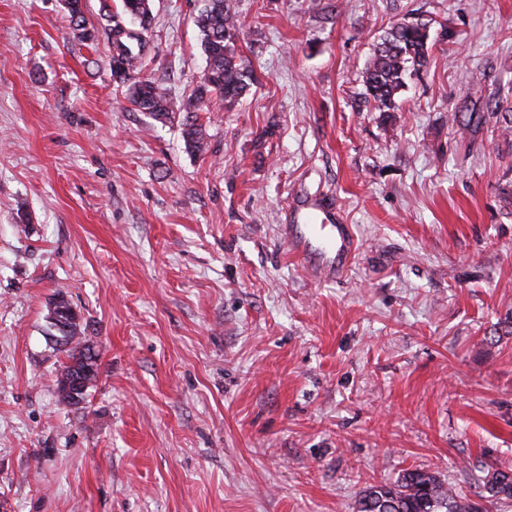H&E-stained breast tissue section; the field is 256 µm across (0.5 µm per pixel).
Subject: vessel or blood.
Here are the masks:
<instances>
[{
    "mask_svg": "<svg viewBox=\"0 0 512 512\" xmlns=\"http://www.w3.org/2000/svg\"><path fill=\"white\" fill-rule=\"evenodd\" d=\"M288 245L317 273L344 272L353 262L357 245L343 211L331 200L302 205L291 214Z\"/></svg>",
    "mask_w": 512,
    "mask_h": 512,
    "instance_id": "1",
    "label": "vessel or blood"
}]
</instances>
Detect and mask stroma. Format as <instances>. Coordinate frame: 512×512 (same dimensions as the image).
I'll use <instances>...</instances> for the list:
<instances>
[{"label": "stroma", "instance_id": "35a3bbf8", "mask_svg": "<svg viewBox=\"0 0 512 512\" xmlns=\"http://www.w3.org/2000/svg\"><path fill=\"white\" fill-rule=\"evenodd\" d=\"M203 0H153L139 77L188 98ZM258 85L200 113L209 149L113 82L63 0H0V512H355L417 468L479 500L512 466V0H234ZM432 24L400 112L381 35ZM448 38H441L442 29ZM329 196L344 278L293 259L291 199ZM99 353L59 401L49 308ZM410 23V24H406ZM429 30L413 21L396 23L381 36L363 72V82L375 112L391 117L408 73L429 60Z\"/></svg>", "mask_w": 512, "mask_h": 512}]
</instances>
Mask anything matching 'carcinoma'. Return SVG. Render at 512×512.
<instances>
[{
  "instance_id": "obj_1",
  "label": "carcinoma",
  "mask_w": 512,
  "mask_h": 512,
  "mask_svg": "<svg viewBox=\"0 0 512 512\" xmlns=\"http://www.w3.org/2000/svg\"><path fill=\"white\" fill-rule=\"evenodd\" d=\"M70 23L80 41L93 43L104 36L112 48L109 62L112 78L128 86L130 101L137 109L156 122L166 123L184 113L182 137L186 148L194 153L208 151V140L196 111L214 101L230 109L248 95L257 85L253 69L238 53L230 23L234 5L232 0H206L197 17L200 44L206 57L207 71L193 95L182 101L168 98L147 79H137V62L141 52L130 38L120 36L119 22L109 16L102 31H90L85 26L83 0H64ZM124 15L146 24L152 21L151 0H122ZM429 30L417 23L393 25L381 36L371 59L363 72V82L375 112L386 117L398 110L396 99L405 87L408 74L426 67L429 60ZM81 316L74 313L66 319V341L59 351L66 362L57 372L56 389L59 400L70 406L78 405L67 391L66 381L85 370V380L96 378L92 367L98 366L91 346L81 341ZM488 497L485 503L471 501L446 485L436 475L414 468L405 470L396 481L372 485L360 492L357 512H490L489 507L512 501V468H491L485 476Z\"/></svg>"
}]
</instances>
